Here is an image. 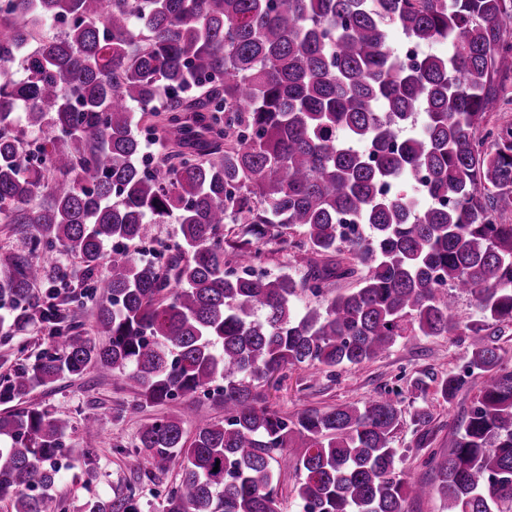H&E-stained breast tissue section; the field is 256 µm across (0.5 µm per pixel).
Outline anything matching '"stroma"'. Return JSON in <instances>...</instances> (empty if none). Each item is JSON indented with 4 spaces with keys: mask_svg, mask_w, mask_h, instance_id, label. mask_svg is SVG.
Segmentation results:
<instances>
[{
    "mask_svg": "<svg viewBox=\"0 0 512 512\" xmlns=\"http://www.w3.org/2000/svg\"><path fill=\"white\" fill-rule=\"evenodd\" d=\"M260 247L264 252L260 268L271 275L287 273L301 278L313 258L312 252L305 249L288 250L266 241ZM56 264L69 283L64 309L76 320L92 324L99 299L86 292L80 264L65 254L57 255ZM48 336L46 324L37 321L14 333L11 340H0V377L11 373L17 364L34 360L47 347ZM466 363L463 337L421 336L398 341L378 358L358 366L331 370L284 368L278 386L268 390L267 401L281 415L293 418L308 408L363 401L387 385L404 387L406 399L400 406L401 421L392 445L398 449L411 483H431L435 473L424 461L431 452L447 453L462 418L476 399L481 378L476 374L469 376L449 403L440 397L437 386L442 377L464 372ZM418 377L427 382L426 392L411 391L410 385ZM25 402L49 410L68 424L66 440L71 453L56 485L62 512H84L89 498L114 496L135 480L141 483L143 505L157 507L153 496L156 487L177 483L180 469L172 466L161 470L144 458L139 451L141 426L152 418L173 415L189 430L199 413H207L216 421L224 418V405L218 393L179 397L140 409L134 391L94 370L79 377H61L32 392ZM419 406L426 407L432 415L430 423L423 427L412 422ZM89 417L96 419L98 427L92 438L82 431ZM148 471L154 473V481H142V474Z\"/></svg>",
    "mask_w": 512,
    "mask_h": 512,
    "instance_id": "1",
    "label": "stroma"
}]
</instances>
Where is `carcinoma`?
Instances as JSON below:
<instances>
[{"label":"carcinoma","mask_w":512,"mask_h":512,"mask_svg":"<svg viewBox=\"0 0 512 512\" xmlns=\"http://www.w3.org/2000/svg\"><path fill=\"white\" fill-rule=\"evenodd\" d=\"M66 22L60 32L51 24ZM512 0H4L0 5V330L51 325L48 348L0 378V403L94 369L137 406L224 380V421L175 417L139 432L179 466L157 512H277L293 470L303 512H512ZM397 33L448 44L405 66ZM16 63L19 78L2 68ZM140 127L162 149L144 158ZM425 184L429 203L397 189ZM178 213L166 265L129 246ZM350 216L368 234L349 238ZM226 224H239L221 238ZM300 234L304 279L256 275L262 239ZM65 252L101 298L92 331L51 303L69 288L37 252ZM357 278L323 296L334 280ZM49 283L47 306L32 288ZM308 292L322 303L297 310ZM481 314L463 321L453 293ZM464 336L482 386L436 485L409 487L392 438L400 386L292 420L261 388L286 366H355L401 339ZM450 373L438 393L465 385ZM68 424L29 405L0 414V501L58 512ZM300 448L298 456L289 449ZM85 512H142L135 491Z\"/></svg>","instance_id":"carcinoma-1"}]
</instances>
